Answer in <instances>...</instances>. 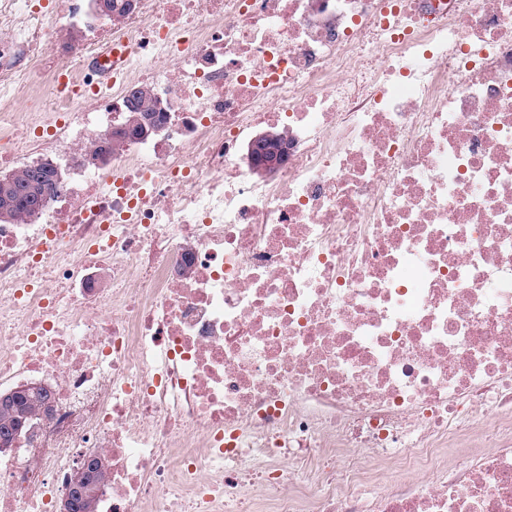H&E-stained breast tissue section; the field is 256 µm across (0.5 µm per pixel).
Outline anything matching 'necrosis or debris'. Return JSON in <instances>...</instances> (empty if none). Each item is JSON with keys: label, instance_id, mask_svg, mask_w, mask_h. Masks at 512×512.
<instances>
[{"label": "necrosis or debris", "instance_id": "necrosis-or-debris-1", "mask_svg": "<svg viewBox=\"0 0 512 512\" xmlns=\"http://www.w3.org/2000/svg\"><path fill=\"white\" fill-rule=\"evenodd\" d=\"M145 84L164 137L0 224V389L56 406L0 512L99 453L101 512H512V0H0V173Z\"/></svg>", "mask_w": 512, "mask_h": 512}]
</instances>
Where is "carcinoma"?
I'll return each instance as SVG.
<instances>
[{"mask_svg":"<svg viewBox=\"0 0 512 512\" xmlns=\"http://www.w3.org/2000/svg\"><path fill=\"white\" fill-rule=\"evenodd\" d=\"M154 89L138 86L130 90L126 101L129 109L127 121L137 122L143 114L157 113L153 97ZM53 164L27 167L12 173V182L5 188L0 186V205L8 222H22L41 212L47 200L55 197L59 189L50 177ZM42 402L39 395H29L21 399L12 411L0 410V434L9 430L20 419L30 420L38 413Z\"/></svg>","mask_w":512,"mask_h":512,"instance_id":"obj_1","label":"carcinoma"}]
</instances>
